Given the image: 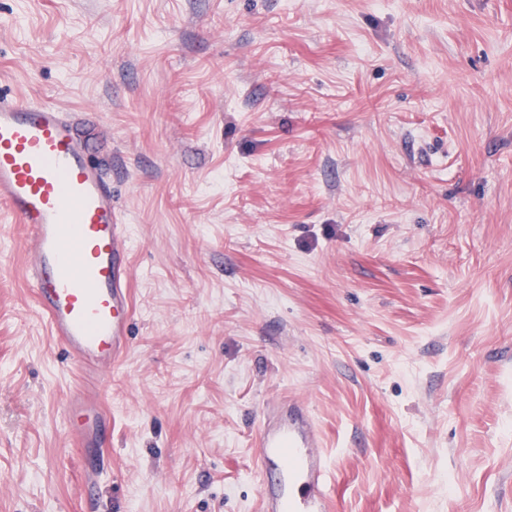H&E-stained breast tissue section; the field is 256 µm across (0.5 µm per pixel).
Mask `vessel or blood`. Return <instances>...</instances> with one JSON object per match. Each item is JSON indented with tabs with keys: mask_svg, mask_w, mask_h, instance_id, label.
Instances as JSON below:
<instances>
[{
	"mask_svg": "<svg viewBox=\"0 0 512 512\" xmlns=\"http://www.w3.org/2000/svg\"><path fill=\"white\" fill-rule=\"evenodd\" d=\"M80 114L0 92V205L34 243L24 274L37 305L83 378L67 405L87 490L111 416L100 385L127 350L130 245L112 180L81 133ZM260 512H329L331 464L308 404L267 407L253 443Z\"/></svg>",
	"mask_w": 512,
	"mask_h": 512,
	"instance_id": "obj_1",
	"label": "vessel or blood"
}]
</instances>
